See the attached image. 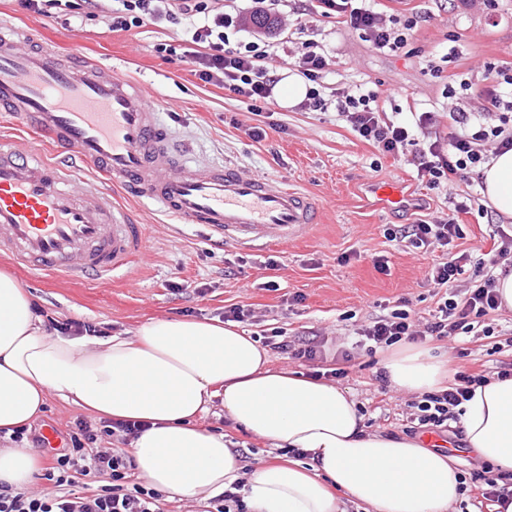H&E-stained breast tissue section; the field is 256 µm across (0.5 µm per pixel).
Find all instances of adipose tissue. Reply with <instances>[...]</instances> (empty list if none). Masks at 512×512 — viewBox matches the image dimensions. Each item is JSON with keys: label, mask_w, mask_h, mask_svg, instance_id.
Wrapping results in <instances>:
<instances>
[{"label": "adipose tissue", "mask_w": 512, "mask_h": 512, "mask_svg": "<svg viewBox=\"0 0 512 512\" xmlns=\"http://www.w3.org/2000/svg\"><path fill=\"white\" fill-rule=\"evenodd\" d=\"M483 195L512 217V150L481 167ZM396 390L443 391V362L407 343L383 362ZM98 417L147 428L127 453L148 487L204 502L241 484L249 512H345L341 494L366 512H455L462 475L454 454L419 440L366 431L354 393L271 366L268 350L213 320L158 319L104 339L47 331L30 294L0 272V428L38 417L49 394ZM225 416L270 447L309 453L245 470L223 434L200 422L213 399ZM477 462L512 474V378L488 377L456 407ZM36 453L0 448V484L27 491Z\"/></svg>", "instance_id": "obj_1"}]
</instances>
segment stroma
<instances>
[{
    "label": "stroma",
    "mask_w": 512,
    "mask_h": 512,
    "mask_svg": "<svg viewBox=\"0 0 512 512\" xmlns=\"http://www.w3.org/2000/svg\"><path fill=\"white\" fill-rule=\"evenodd\" d=\"M408 7L426 20L419 23L416 38L396 53H379L359 32L336 29L330 22L313 34L250 25L231 36L230 44L262 40L273 43L274 54L287 50L297 56L313 40L330 60L328 88L339 83L365 85L386 98L391 112L406 108L411 100L434 112L452 105L468 108L469 99L449 98L448 77L512 61V0H499L492 14L461 7L460 0H410ZM0 22L36 31L59 52L78 50L137 81L157 107L161 124L194 162L229 163L245 173L275 179L310 194L321 212L319 222L303 238L248 249L215 244L205 230L174 223L153 205L121 190L118 205L132 210L149 227L144 254L130 277L39 281L1 256L0 270L15 275L49 315L90 321L110 335L158 318L220 321L225 307L233 304L251 312L241 325L247 335L260 338L274 327L282 328L292 341L325 335L324 360L301 363L276 353L273 367L306 375L321 368L343 369L339 383L360 402L366 431L402 436L413 398L383 391L377 375L385 351L371 354L356 346V332L400 305L421 318L434 314L438 297L426 281L430 256L389 240L387 230L447 211V193L419 185L413 166L379 154L337 120L335 112L284 106L276 90L270 105L254 115L223 86L204 83L191 73L179 25L113 31L102 17L86 23L44 17L21 10L16 0H0ZM160 43L169 44V51L156 52ZM432 57L441 59L440 72L427 71ZM251 125L263 127L265 139H249L244 130ZM369 182L406 185L419 199V209L396 216L373 210L362 196ZM469 206V214L462 217L465 236L456 245L477 260L492 249L504 219L487 207L483 195H474ZM379 256L388 260L382 271L374 265ZM271 280L277 282V290H267ZM488 320L493 334L477 328L452 340L430 338L426 344L456 373L490 376L511 369L512 312L496 311ZM203 423L231 437L246 469L277 454L267 442L227 419L220 402H213ZM443 438L454 441L468 487L459 512H492L491 501L475 499L471 492L484 477L486 465L474 461L459 427L449 429Z\"/></svg>",
    "instance_id": "obj_1"
}]
</instances>
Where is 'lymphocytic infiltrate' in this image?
<instances>
[{"label":"lymphocytic infiltrate","mask_w":512,"mask_h":512,"mask_svg":"<svg viewBox=\"0 0 512 512\" xmlns=\"http://www.w3.org/2000/svg\"><path fill=\"white\" fill-rule=\"evenodd\" d=\"M291 12L297 30L313 31L324 20L333 19L339 27L360 31L384 53L404 48L418 26L413 16H385L376 9L375 0H294ZM164 19L183 21L186 40L193 46L189 62L199 80L223 84L252 112H261L279 78L268 67V53L259 43L229 48L230 32L244 31L247 26V17L236 8L235 0H116L110 27L129 30ZM327 67L318 43H306L299 60V71L310 83L303 108L335 109L339 121L382 155L396 160L409 157L428 189L450 187L458 180L475 185L477 170L489 156L512 150V62L488 64L480 77L463 78L449 87V96L469 92L475 103L467 110H449L444 126L431 111L412 112L407 120L391 118L379 92L363 87L355 92L338 88L331 97H324L318 84ZM467 210L461 201L451 213L390 230L388 236L431 254L462 238L460 216ZM468 259L463 252L430 266L429 281L444 290L434 319L423 323L407 310H393L359 328L363 343L389 347L403 340L422 342L470 332L472 319L488 316L499 308L500 301L490 271L474 280L464 294L453 293L452 286ZM484 380L481 374H464L448 389L424 395L410 417L414 431L446 430L455 417L454 407L469 400L474 386ZM143 429V424L134 421L94 424L76 419L64 448L46 473L48 479L63 486V494L46 498L1 485L0 512H164L160 494L134 482L130 456L100 445L106 436L129 443ZM101 476L108 477V484L90 487V479Z\"/></svg>","instance_id":"lymphocytic-infiltrate-1"}]
</instances>
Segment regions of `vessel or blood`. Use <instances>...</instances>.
<instances>
[{"label": "vessel or blood", "instance_id": "obj_1", "mask_svg": "<svg viewBox=\"0 0 512 512\" xmlns=\"http://www.w3.org/2000/svg\"><path fill=\"white\" fill-rule=\"evenodd\" d=\"M0 108L21 116L57 149L56 161L0 139V254L35 275L101 279L129 272L146 227L114 200L122 186L178 224L205 227L220 244L285 243L313 224L311 199L231 166L188 160L140 85L97 62L63 58L33 32L0 23ZM99 175L82 196L68 184L79 165ZM372 208L410 212L395 183L371 184Z\"/></svg>", "mask_w": 512, "mask_h": 512}]
</instances>
